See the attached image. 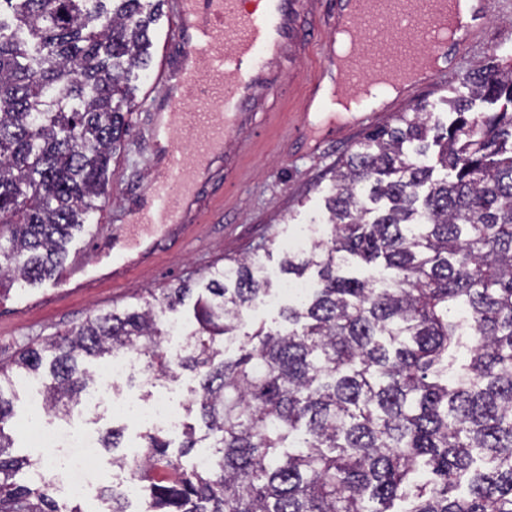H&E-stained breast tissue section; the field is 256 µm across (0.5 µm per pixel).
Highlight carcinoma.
<instances>
[{"instance_id": "cac0c4a2", "label": "carcinoma", "mask_w": 512, "mask_h": 512, "mask_svg": "<svg viewBox=\"0 0 512 512\" xmlns=\"http://www.w3.org/2000/svg\"><path fill=\"white\" fill-rule=\"evenodd\" d=\"M105 2L0 0V284L52 274L129 133L127 74L147 67L150 19L144 0ZM468 89L448 100V128L418 106L337 167L330 232L283 259L319 278L281 310L284 328L238 340L270 291L243 258L209 273L176 355L163 317L184 286L1 365L0 512H60L48 484L21 480L32 461L9 452L8 393L36 378L45 410L67 415L93 381L83 358L119 351L155 381L189 371L200 385L188 409L203 437L188 428L174 457L151 434L139 457L112 459L139 483L159 472L146 512H512V111L471 112L473 97L512 106V69L479 64ZM351 259L368 276L347 274ZM203 438L214 459L185 468ZM100 494L126 512L124 493Z\"/></svg>"}]
</instances>
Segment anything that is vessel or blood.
Listing matches in <instances>:
<instances>
[{"label": "vessel or blood", "mask_w": 512, "mask_h": 512, "mask_svg": "<svg viewBox=\"0 0 512 512\" xmlns=\"http://www.w3.org/2000/svg\"><path fill=\"white\" fill-rule=\"evenodd\" d=\"M359 0L363 19L378 33L414 29L437 39L454 20L451 0ZM306 0H173L172 30L182 45L164 81L167 96L151 128L158 172L126 223L112 232V273L136 268L164 238L183 233L185 210L207 179L213 161L240 130V117L264 89L281 79L275 63L300 38ZM187 133L192 161H185L176 136Z\"/></svg>", "instance_id": "obj_1"}]
</instances>
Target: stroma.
<instances>
[{
    "label": "stroma",
    "mask_w": 512,
    "mask_h": 512,
    "mask_svg": "<svg viewBox=\"0 0 512 512\" xmlns=\"http://www.w3.org/2000/svg\"><path fill=\"white\" fill-rule=\"evenodd\" d=\"M503 0H487L483 49L468 53L439 79L422 83L395 98L392 106L380 107L374 120L353 121L335 132L305 134L302 130L305 106L312 97L310 77L329 69L324 53L336 16V0H311L310 13L301 28V45L283 63L285 77L272 90L260 95L251 108L243 138L242 153L216 159L206 184L201 187L187 221L197 234L195 243L174 238L160 242L154 256L125 277L113 279L111 214L127 216L133 211L154 178L156 163L148 142L153 114L147 93L161 94L160 79L165 67L180 56L178 43H166L172 23L167 6H160L150 26V61L146 70L134 71L129 83L135 90L136 105L128 116L130 133L110 162L112 178L99 207L84 216L66 246V256L53 274L61 279L72 263H80L92 284L75 291L61 289L55 299L40 301L49 281L29 284L18 281L0 289V365H9L17 355L46 339L65 334L79 326L90 314H105L112 308L137 304L147 291L159 292L179 284L200 288L213 268L242 257H259L279 292L286 277L280 272L285 243L289 236L311 224L325 221V200L333 184L337 165L370 133L395 125L400 113L427 103L441 124L454 115L446 100L463 94L462 83L478 62L494 59L499 65L512 64V30L506 29ZM198 382L186 373L174 383L146 384L135 375L121 382L116 396L148 401L168 394L177 406H185ZM33 390L16 387L11 399L14 419L7 432L17 452L28 455L37 472L48 470L51 459H63L64 450L48 453L28 442L20 425L29 415ZM73 417L99 433L111 429L122 432L119 449L100 451L104 484H111L112 456L133 457L142 453L145 429L138 422L79 403Z\"/></svg>",
    "instance_id": "1"
}]
</instances>
